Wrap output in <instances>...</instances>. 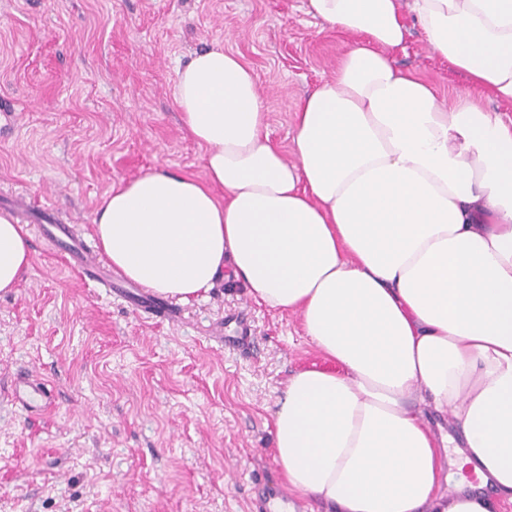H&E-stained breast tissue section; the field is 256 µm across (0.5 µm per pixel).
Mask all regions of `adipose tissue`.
I'll list each match as a JSON object with an SVG mask.
<instances>
[{
    "mask_svg": "<svg viewBox=\"0 0 512 512\" xmlns=\"http://www.w3.org/2000/svg\"><path fill=\"white\" fill-rule=\"evenodd\" d=\"M357 36L270 138L253 70L223 49L178 69L174 102L204 149V179L143 173L100 201L91 235L128 279L188 303L224 272L261 305L298 314L332 361L288 380L273 413L291 491L333 512H494L439 493L454 464L512 501V119L445 104L396 66L406 16L470 83L512 103V0H308ZM31 264L0 214V293Z\"/></svg>",
    "mask_w": 512,
    "mask_h": 512,
    "instance_id": "adipose-tissue-1",
    "label": "adipose tissue"
}]
</instances>
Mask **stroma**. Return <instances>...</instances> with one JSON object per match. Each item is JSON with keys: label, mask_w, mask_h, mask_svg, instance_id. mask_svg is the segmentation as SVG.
I'll return each mask as SVG.
<instances>
[{"label": "stroma", "mask_w": 512, "mask_h": 512, "mask_svg": "<svg viewBox=\"0 0 512 512\" xmlns=\"http://www.w3.org/2000/svg\"><path fill=\"white\" fill-rule=\"evenodd\" d=\"M355 36L307 0H0V212L38 197L88 238L101 198L158 167L204 178L173 98L176 70L221 47L257 76L271 137L289 149L302 98ZM397 64L512 117L410 26ZM27 220L31 267L0 294V512H248L253 472L282 477L272 413L288 378L328 367L300 318L224 278L176 319L140 314L72 272ZM249 326L241 346L235 317ZM30 370L55 393L28 419L7 399Z\"/></svg>", "instance_id": "stroma-1"}]
</instances>
